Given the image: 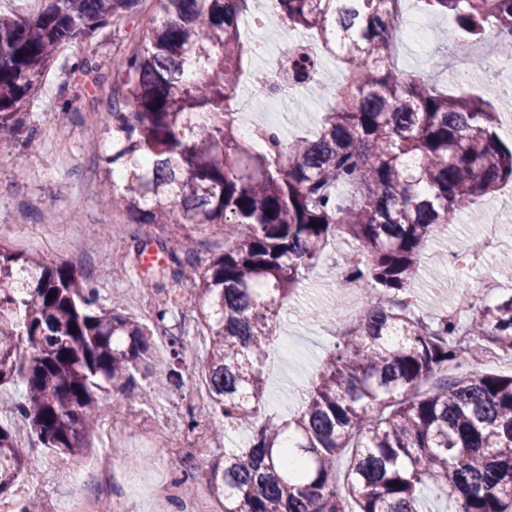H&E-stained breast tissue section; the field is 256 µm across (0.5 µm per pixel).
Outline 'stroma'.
I'll return each instance as SVG.
<instances>
[{
    "label": "stroma",
    "instance_id": "35a3bbf8",
    "mask_svg": "<svg viewBox=\"0 0 512 512\" xmlns=\"http://www.w3.org/2000/svg\"><path fill=\"white\" fill-rule=\"evenodd\" d=\"M408 14L427 19L431 29L426 40L409 44L397 59L398 67L417 73L439 86L456 90L453 72L440 63L442 34L453 24L451 17L430 15L420 0H408ZM145 23L135 19L114 24L110 37L93 42L99 60L114 67L134 39L141 37ZM83 44L69 46L55 67L46 74L34 109L40 114L41 143L30 158L25 173H17L9 164L11 154L20 150L15 140H0V242L14 250L48 259L64 261L80 275L93 279L102 304L113 297L126 301V310L138 320L150 323L156 309L165 307L169 313L166 324L172 334L183 339L181 382L167 395L153 401L139 398L122 399L118 394L104 395L105 406L120 403L119 416L103 417L101 429H112L118 437L109 449L94 447V454H107L112 462V483L101 486L96 475H88L82 488H75L68 477L78 466V459L59 460L40 445L30 444L33 467L41 475L40 493L45 512H54L66 498L82 494L98 502L127 501L129 512H152L147 502L128 498L127 480L144 464L142 451L151 449L153 476L157 485L178 483L183 463L168 451V444L188 438L197 439L204 450L200 465L194 471L195 493L209 496V467L223 459L225 449L243 444L246 431L233 437H214L211 430L190 428L197 411L189 398L193 386H205L203 370L208 336L196 321V295L186 288L182 279L165 277L156 290L142 288L134 279L144 257L157 253L158 237L182 236V229H162L152 224L129 223L120 191L105 197L99 193L103 178L102 158L112 151V140L106 126L107 95L104 90L93 93L69 87L67 68L83 57ZM68 112H61V105ZM324 101L320 87L291 91L288 108L281 112L279 125L285 140L314 134L322 118ZM499 217L498 230L512 237V196L504 192L476 200L471 212L459 214L448 229L436 233L423 247L422 266L413 291L421 312L433 313V298H441L445 310L457 311L460 322H467L470 312H458L457 293L471 289L474 302L494 299L512 288V281L503 278L500 267L512 263V253L489 256L482 264L457 266L451 258L462 241L481 234L484 224L473 222L472 213ZM339 267L334 254H326L309 270L297 295L284 304L278 320L277 335L270 357L274 362L265 375L268 393L266 411L281 417L293 415L298 398L310 385L340 326L336 319H312L309 309L339 301L349 306L350 295L338 286ZM492 278L494 286L479 288L481 279Z\"/></svg>",
    "mask_w": 512,
    "mask_h": 512
}]
</instances>
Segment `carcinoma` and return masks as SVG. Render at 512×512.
I'll use <instances>...</instances> for the list:
<instances>
[{
  "mask_svg": "<svg viewBox=\"0 0 512 512\" xmlns=\"http://www.w3.org/2000/svg\"><path fill=\"white\" fill-rule=\"evenodd\" d=\"M145 35L111 78L95 54L76 69L108 86L112 154L107 183L125 170L121 197L134 224L228 228L230 244L197 271L186 237L161 252L180 276L196 270L204 364L219 429L250 431L224 450L209 486L224 512H423L433 486L453 512H512V375L478 371L490 352L512 355V293L481 304L467 328L447 314L401 305L439 224L512 183V146L495 130L512 111V86L495 102L457 94L387 58L399 14L383 0H273L266 25L309 36L317 54L292 60L293 84L333 100L311 138L285 142L262 119L245 135L235 114L246 84L265 85L243 40L251 0H154ZM146 0H0V137L23 142L19 172L41 140L32 102L70 44ZM455 27L443 39L512 35V0H423ZM347 71L342 91L320 80L325 59ZM362 252L350 271L365 299L338 336L300 411L262 413L264 365L283 303L338 242ZM52 299H47V295ZM100 303L94 281L65 262L0 243V387L22 386L0 416V495L31 465L22 428L55 455L89 446L102 394L127 395L148 377L163 326ZM288 454L299 468L281 467ZM344 465L345 491L337 487Z\"/></svg>",
  "mask_w": 512,
  "mask_h": 512,
  "instance_id": "obj_1",
  "label": "carcinoma"
}]
</instances>
